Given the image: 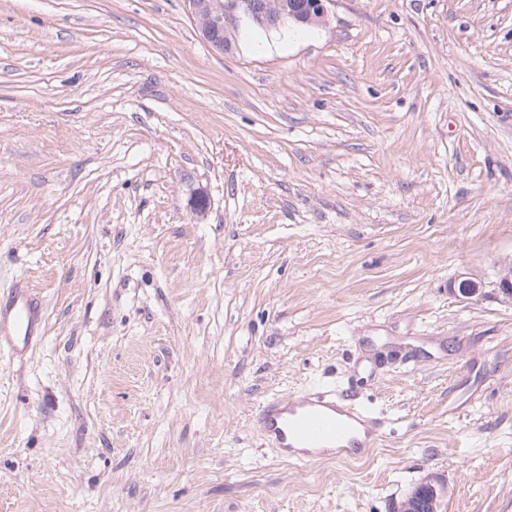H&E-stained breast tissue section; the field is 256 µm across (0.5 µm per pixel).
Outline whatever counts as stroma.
Returning <instances> with one entry per match:
<instances>
[{"label":"stroma","instance_id":"1","mask_svg":"<svg viewBox=\"0 0 512 512\" xmlns=\"http://www.w3.org/2000/svg\"><path fill=\"white\" fill-rule=\"evenodd\" d=\"M508 261L512 0L223 54L186 0H0V298L43 327L0 349V512H512ZM354 377L376 447H258L263 400ZM440 484L427 483L416 489L405 503H402L398 512H441L443 497L438 494Z\"/></svg>","mask_w":512,"mask_h":512}]
</instances>
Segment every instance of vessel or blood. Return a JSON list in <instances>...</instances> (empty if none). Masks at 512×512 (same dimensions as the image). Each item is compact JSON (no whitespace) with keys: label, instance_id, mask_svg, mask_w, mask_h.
Returning <instances> with one entry per match:
<instances>
[{"label":"vessel or blood","instance_id":"1","mask_svg":"<svg viewBox=\"0 0 512 512\" xmlns=\"http://www.w3.org/2000/svg\"><path fill=\"white\" fill-rule=\"evenodd\" d=\"M39 324L37 306L25 290L14 291L0 306V338L11 348L29 345ZM252 424L262 447L299 463L336 446L356 451L374 447L384 434L380 421L361 409L349 390L333 388L269 398L254 410Z\"/></svg>","mask_w":512,"mask_h":512}]
</instances>
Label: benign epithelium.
Here are the masks:
<instances>
[{
  "instance_id": "7a95c632",
  "label": "benign epithelium",
  "mask_w": 512,
  "mask_h": 512,
  "mask_svg": "<svg viewBox=\"0 0 512 512\" xmlns=\"http://www.w3.org/2000/svg\"><path fill=\"white\" fill-rule=\"evenodd\" d=\"M189 11L196 20L210 16L214 12L243 14L255 23L271 27L278 25L283 16L306 24H318L327 17V3L331 0H305L296 7L293 0L282 3V10L270 13L261 8L254 0H187ZM496 286L502 297L512 302V269L501 268L498 271ZM442 497L438 486L428 483L416 489L408 500L401 504L398 512H441Z\"/></svg>"
}]
</instances>
